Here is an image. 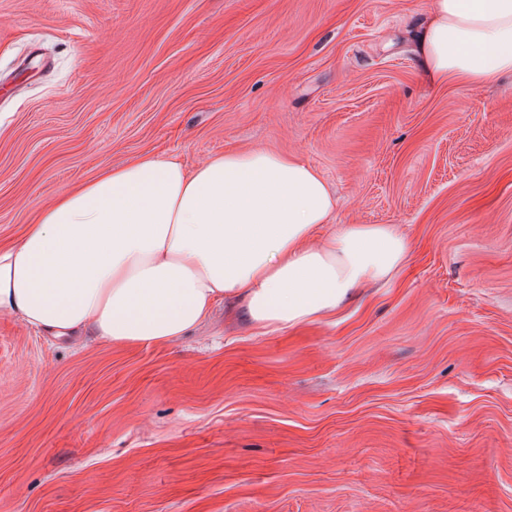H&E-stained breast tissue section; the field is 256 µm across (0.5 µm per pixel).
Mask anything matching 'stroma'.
<instances>
[{
    "mask_svg": "<svg viewBox=\"0 0 512 512\" xmlns=\"http://www.w3.org/2000/svg\"><path fill=\"white\" fill-rule=\"evenodd\" d=\"M427 0H0V242L145 155L265 148L407 264L164 346L0 316V512H512V77L428 88Z\"/></svg>",
    "mask_w": 512,
    "mask_h": 512,
    "instance_id": "35a3bbf8",
    "label": "stroma"
}]
</instances>
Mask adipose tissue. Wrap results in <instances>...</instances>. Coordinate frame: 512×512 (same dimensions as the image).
<instances>
[{
  "label": "adipose tissue",
  "mask_w": 512,
  "mask_h": 512,
  "mask_svg": "<svg viewBox=\"0 0 512 512\" xmlns=\"http://www.w3.org/2000/svg\"><path fill=\"white\" fill-rule=\"evenodd\" d=\"M417 56L432 87L512 74V0H430ZM335 212L316 169L267 149L192 170L141 157L63 189L0 243V315L116 346L174 343L220 302L270 332L316 323L409 255L392 226Z\"/></svg>",
  "instance_id": "obj_1"
}]
</instances>
